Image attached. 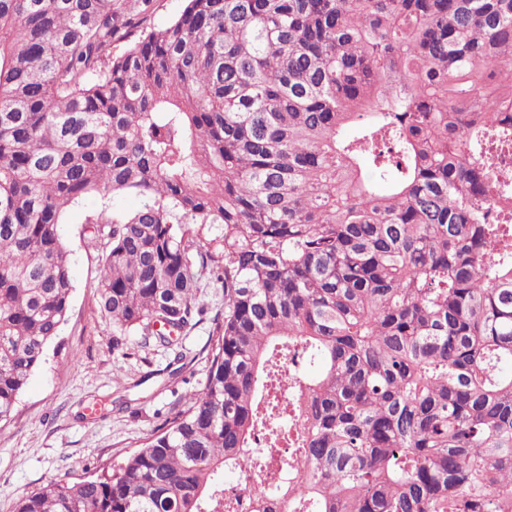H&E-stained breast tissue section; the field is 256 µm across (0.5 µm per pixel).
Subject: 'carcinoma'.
I'll return each instance as SVG.
<instances>
[{"mask_svg":"<svg viewBox=\"0 0 512 512\" xmlns=\"http://www.w3.org/2000/svg\"><path fill=\"white\" fill-rule=\"evenodd\" d=\"M0 0V422L85 199L112 344L224 288L204 388L16 512H512V0ZM122 195L138 198L130 212ZM184 0H150L145 14L143 27L160 28L167 25L182 11ZM257 474V476H256ZM242 477L239 470L226 472L224 474V484H234ZM261 474L256 472L251 473L242 478L238 483L232 486V491L239 501L238 512H252L253 511V498L255 495V484L257 480H262Z\"/></svg>","mask_w":512,"mask_h":512,"instance_id":"obj_1","label":"carcinoma"}]
</instances>
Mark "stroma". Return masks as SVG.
Listing matches in <instances>:
<instances>
[{
    "instance_id": "1",
    "label": "stroma",
    "mask_w": 512,
    "mask_h": 512,
    "mask_svg": "<svg viewBox=\"0 0 512 512\" xmlns=\"http://www.w3.org/2000/svg\"><path fill=\"white\" fill-rule=\"evenodd\" d=\"M96 207L95 199L85 200L62 227L72 252L68 318L12 418L0 423V512H14L21 497L49 481H76L119 462L206 382V347L224 308L223 288L200 277L204 311L172 343L138 335L113 347L112 323L96 304L103 266L83 236V216Z\"/></svg>"
}]
</instances>
